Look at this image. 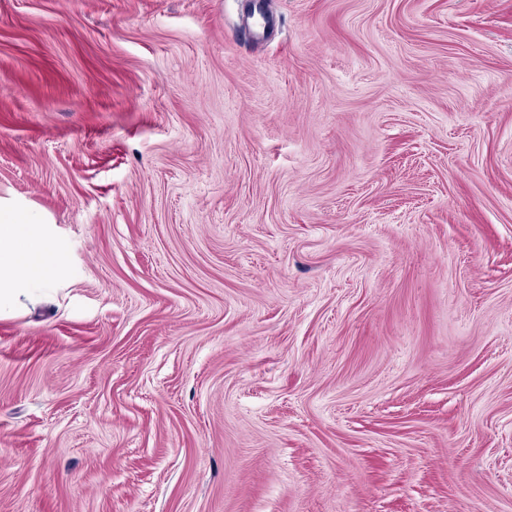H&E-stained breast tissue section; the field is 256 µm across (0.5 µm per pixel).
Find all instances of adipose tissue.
Segmentation results:
<instances>
[{"mask_svg": "<svg viewBox=\"0 0 512 512\" xmlns=\"http://www.w3.org/2000/svg\"><path fill=\"white\" fill-rule=\"evenodd\" d=\"M49 222L26 201L0 197V312L20 309L58 286L67 257Z\"/></svg>", "mask_w": 512, "mask_h": 512, "instance_id": "ef3b65f1", "label": "adipose tissue"}]
</instances>
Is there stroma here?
Returning <instances> with one entry per match:
<instances>
[{
    "label": "stroma",
    "instance_id": "stroma-1",
    "mask_svg": "<svg viewBox=\"0 0 512 512\" xmlns=\"http://www.w3.org/2000/svg\"><path fill=\"white\" fill-rule=\"evenodd\" d=\"M0 0V512H512V0ZM48 224L49 216L26 201L0 197V313L58 286L67 257Z\"/></svg>",
    "mask_w": 512,
    "mask_h": 512
}]
</instances>
